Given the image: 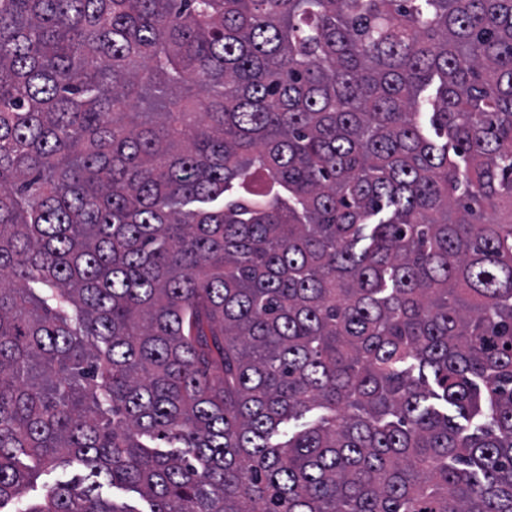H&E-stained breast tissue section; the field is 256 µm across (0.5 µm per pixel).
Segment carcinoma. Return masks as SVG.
<instances>
[{
  "instance_id": "obj_1",
  "label": "carcinoma",
  "mask_w": 512,
  "mask_h": 512,
  "mask_svg": "<svg viewBox=\"0 0 512 512\" xmlns=\"http://www.w3.org/2000/svg\"><path fill=\"white\" fill-rule=\"evenodd\" d=\"M105 485L512 512V0H0V512ZM85 472L78 467L68 468L67 470L58 469L50 474L42 473L33 481L32 486L27 489L26 498L31 501H39L43 498L46 486L53 484L57 480H69L76 475H84Z\"/></svg>"
}]
</instances>
